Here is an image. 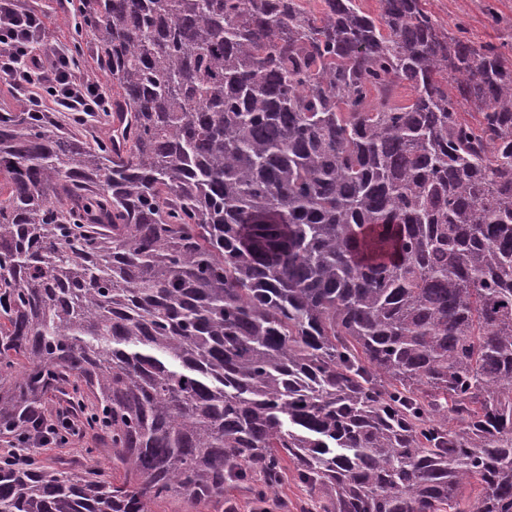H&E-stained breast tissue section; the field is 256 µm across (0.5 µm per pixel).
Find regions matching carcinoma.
Returning <instances> with one entry per match:
<instances>
[{
    "mask_svg": "<svg viewBox=\"0 0 512 512\" xmlns=\"http://www.w3.org/2000/svg\"><path fill=\"white\" fill-rule=\"evenodd\" d=\"M307 2L80 0L108 131L0 110V439L63 394L112 461L0 512H512V39ZM277 500L288 503V512H300L306 501L304 492L297 486L288 469V481L277 492ZM155 512H224L219 504L198 505L181 498H169L158 502Z\"/></svg>",
    "mask_w": 512,
    "mask_h": 512,
    "instance_id": "cac0c4a2",
    "label": "carcinoma"
}]
</instances>
